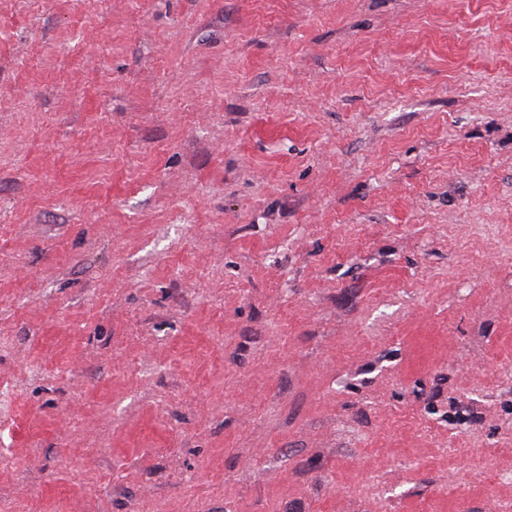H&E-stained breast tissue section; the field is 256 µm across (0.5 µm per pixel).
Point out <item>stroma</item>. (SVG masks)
Listing matches in <instances>:
<instances>
[{"instance_id": "1", "label": "stroma", "mask_w": 512, "mask_h": 512, "mask_svg": "<svg viewBox=\"0 0 512 512\" xmlns=\"http://www.w3.org/2000/svg\"><path fill=\"white\" fill-rule=\"evenodd\" d=\"M0 512H512V0H0Z\"/></svg>"}]
</instances>
